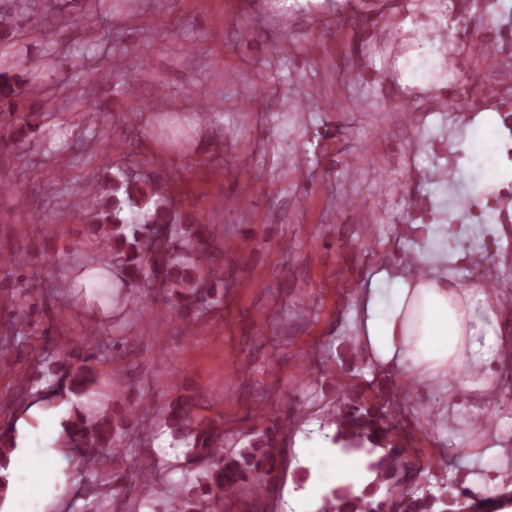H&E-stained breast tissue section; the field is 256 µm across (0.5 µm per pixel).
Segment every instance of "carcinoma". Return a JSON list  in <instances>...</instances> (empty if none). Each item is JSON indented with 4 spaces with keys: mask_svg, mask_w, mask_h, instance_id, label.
I'll return each instance as SVG.
<instances>
[{
    "mask_svg": "<svg viewBox=\"0 0 512 512\" xmlns=\"http://www.w3.org/2000/svg\"><path fill=\"white\" fill-rule=\"evenodd\" d=\"M35 76L0 70V110L28 112L26 129L37 130L38 115L25 106V97L34 95ZM76 205L87 217L90 235L108 244L106 257L112 259L113 271L120 288L139 284L151 285L155 274L162 276V286L179 302L202 307L200 286L220 274L211 264L200 272L197 261L210 255L211 238L196 241L156 236V228L175 223V212L169 204L163 184L153 178H134L124 173L94 183L77 200ZM96 372L87 365L68 376L72 394L83 396L96 384ZM399 392L384 393L375 400L352 397L328 415V425L336 426L329 436L331 442L347 452L379 453L368 463L376 474L372 485L357 494L350 486L332 490V507L336 512H499L505 507L497 496H482L463 491L435 495L420 492L417 485L403 481L410 469L403 450L391 437V422ZM191 402L176 401L169 406L163 424L188 447L186 460L203 464L195 475V486L203 488L200 495H188L178 501H167L156 475L140 474L144 492L153 505H164L163 512H220L224 496L237 493L247 485L253 493L264 489L263 476L270 474L281 454L275 427L252 435L248 445L236 452H224V437L211 425L197 424L190 416ZM117 424L111 413L103 410L94 417L77 411L67 422L70 441L91 448L84 464L90 480L114 482L118 474L103 467L105 460L122 453Z\"/></svg>",
    "mask_w": 512,
    "mask_h": 512,
    "instance_id": "1",
    "label": "carcinoma"
}]
</instances>
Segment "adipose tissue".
Wrapping results in <instances>:
<instances>
[{"label": "adipose tissue", "instance_id": "adipose-tissue-1", "mask_svg": "<svg viewBox=\"0 0 512 512\" xmlns=\"http://www.w3.org/2000/svg\"><path fill=\"white\" fill-rule=\"evenodd\" d=\"M447 236L444 229L434 233L423 256L428 273L385 269L369 287L360 289L358 339L374 368L399 372L410 384H435L453 396L457 375H467L483 415L490 416L500 400L487 392L497 382L504 353L512 347L496 333V301L479 299L472 289L449 282ZM30 433L27 423L19 424L5 469L8 485L0 497V512H46L54 500V486L62 479L54 466L59 451L45 448L32 454ZM320 454L331 461L332 469L296 496L295 512H315L318 500L331 487L349 485L358 492L373 480L365 454L337 446L321 449ZM470 465L468 485L474 490L499 495L512 489L504 481L512 470V441L500 431H484Z\"/></svg>", "mask_w": 512, "mask_h": 512}]
</instances>
